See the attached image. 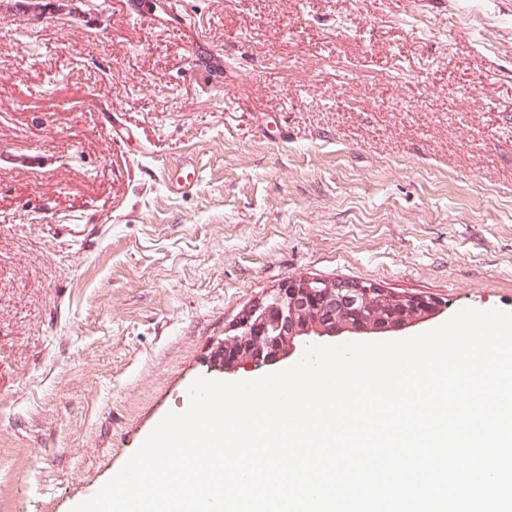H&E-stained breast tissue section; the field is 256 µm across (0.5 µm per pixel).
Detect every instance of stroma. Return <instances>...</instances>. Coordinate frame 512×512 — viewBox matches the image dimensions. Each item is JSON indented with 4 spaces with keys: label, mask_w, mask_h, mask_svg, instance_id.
<instances>
[{
    "label": "stroma",
    "mask_w": 512,
    "mask_h": 512,
    "mask_svg": "<svg viewBox=\"0 0 512 512\" xmlns=\"http://www.w3.org/2000/svg\"><path fill=\"white\" fill-rule=\"evenodd\" d=\"M183 2L0 0V512L93 496L288 278L441 302L391 341L512 311V0ZM197 171L192 160L185 161L180 168L168 174V182L174 190L185 194L191 192L197 184Z\"/></svg>",
    "instance_id": "1"
}]
</instances>
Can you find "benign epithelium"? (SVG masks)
<instances>
[{
  "mask_svg": "<svg viewBox=\"0 0 512 512\" xmlns=\"http://www.w3.org/2000/svg\"><path fill=\"white\" fill-rule=\"evenodd\" d=\"M371 290L360 286L299 275L267 289L248 304L212 347L209 363L219 373L273 365L323 338L344 333H384L401 330L442 311L431 297L400 299L396 314L386 319L370 302Z\"/></svg>",
  "mask_w": 512,
  "mask_h": 512,
  "instance_id": "1",
  "label": "benign epithelium"
}]
</instances>
